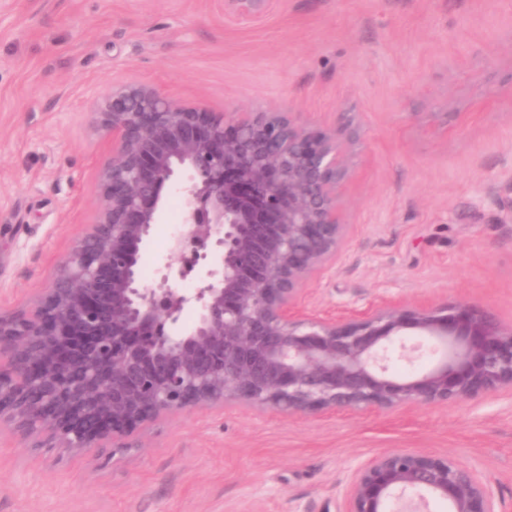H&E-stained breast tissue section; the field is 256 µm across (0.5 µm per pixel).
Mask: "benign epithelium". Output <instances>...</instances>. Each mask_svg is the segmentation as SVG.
Segmentation results:
<instances>
[{"instance_id":"obj_1","label":"benign epithelium","mask_w":512,"mask_h":512,"mask_svg":"<svg viewBox=\"0 0 512 512\" xmlns=\"http://www.w3.org/2000/svg\"><path fill=\"white\" fill-rule=\"evenodd\" d=\"M272 0H224V17L262 18ZM91 128L112 150L98 166L93 221L50 288L0 309V427L35 448H126L163 417L241 404L288 415L390 411L512 396V326L484 311L409 305L297 312L304 287L336 264L355 174L348 125L306 127L293 113L213 112L120 82L94 100ZM185 201L159 280L140 252L163 192ZM197 288H179L187 256ZM197 318L180 327L183 311ZM425 370L404 375L394 361ZM503 512L475 468L421 449L352 465L340 512Z\"/></svg>"}]
</instances>
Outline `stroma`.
Wrapping results in <instances>:
<instances>
[{"label": "stroma", "instance_id": "stroma-1", "mask_svg": "<svg viewBox=\"0 0 512 512\" xmlns=\"http://www.w3.org/2000/svg\"><path fill=\"white\" fill-rule=\"evenodd\" d=\"M116 82L217 112L291 109L357 130L350 242L312 318L384 298L512 324V0H0V307L49 288L93 216L92 102ZM171 196L142 255L167 262ZM129 448L62 453L0 431V512H336L349 464L420 448L476 467L512 512V400L289 417L242 406L158 420ZM272 0H224V17L237 21L262 18L271 8Z\"/></svg>", "mask_w": 512, "mask_h": 512}]
</instances>
